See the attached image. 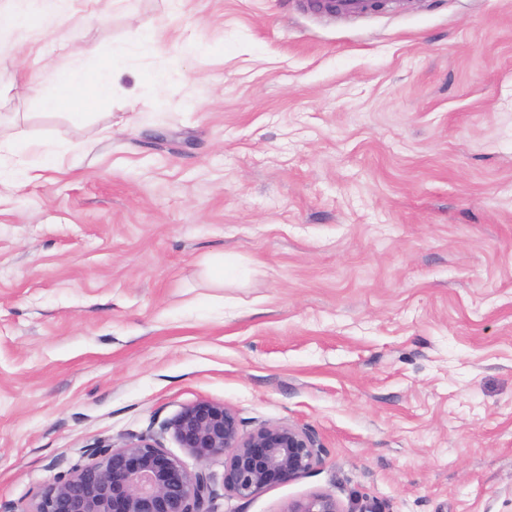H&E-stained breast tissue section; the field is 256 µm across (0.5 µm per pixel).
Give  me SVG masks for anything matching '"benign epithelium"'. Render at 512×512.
<instances>
[{"mask_svg": "<svg viewBox=\"0 0 512 512\" xmlns=\"http://www.w3.org/2000/svg\"><path fill=\"white\" fill-rule=\"evenodd\" d=\"M168 428L200 463L224 456V490L239 499L302 477L322 455L306 431L269 423L246 433L235 412L210 400L184 406ZM211 481L205 468L188 470L156 439L140 435L97 449L48 485L33 512H214ZM286 512L341 510L331 495L315 494Z\"/></svg>", "mask_w": 512, "mask_h": 512, "instance_id": "obj_1", "label": "benign epithelium"}]
</instances>
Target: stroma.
<instances>
[{"label": "stroma", "mask_w": 512, "mask_h": 512, "mask_svg": "<svg viewBox=\"0 0 512 512\" xmlns=\"http://www.w3.org/2000/svg\"><path fill=\"white\" fill-rule=\"evenodd\" d=\"M61 8L130 52L48 114L16 85L52 29L0 30V121L68 148L0 184V512L142 434L197 470L166 425L199 400L322 449L248 500L213 459L217 512H512V0ZM286 512H342L334 497L328 494H315L306 499L295 501Z\"/></svg>", "instance_id": "stroma-1"}]
</instances>
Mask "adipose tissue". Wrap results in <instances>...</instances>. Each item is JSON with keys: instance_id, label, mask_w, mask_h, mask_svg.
<instances>
[{"instance_id": "adipose-tissue-1", "label": "adipose tissue", "mask_w": 512, "mask_h": 512, "mask_svg": "<svg viewBox=\"0 0 512 512\" xmlns=\"http://www.w3.org/2000/svg\"><path fill=\"white\" fill-rule=\"evenodd\" d=\"M124 54L123 48L116 47L100 59L94 70L74 65L53 73V88L40 96L41 107L48 111L64 107L81 110L111 98L114 71Z\"/></svg>"}]
</instances>
